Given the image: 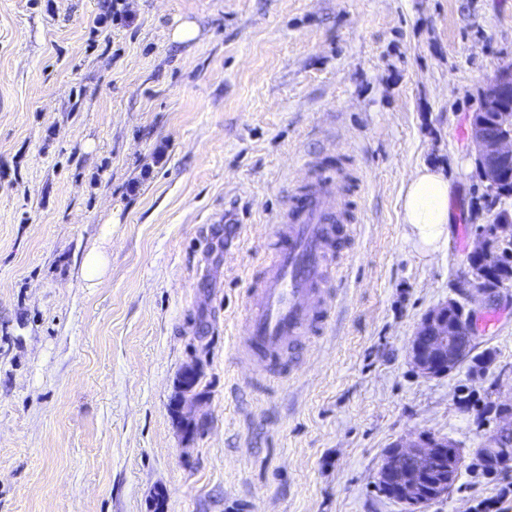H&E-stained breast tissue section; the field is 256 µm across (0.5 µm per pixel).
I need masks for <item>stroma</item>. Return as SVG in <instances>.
<instances>
[{"mask_svg": "<svg viewBox=\"0 0 512 512\" xmlns=\"http://www.w3.org/2000/svg\"><path fill=\"white\" fill-rule=\"evenodd\" d=\"M508 65L512 0H0V512H402L376 483L393 442L479 447L512 403V284L485 375L407 349L491 219L469 117ZM337 154L360 190L333 326L258 381L248 277L303 159ZM426 164L455 187L430 259L400 214ZM197 349L187 438L169 404ZM423 512H512V475L462 472Z\"/></svg>", "mask_w": 512, "mask_h": 512, "instance_id": "stroma-1", "label": "stroma"}]
</instances>
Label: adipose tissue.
Segmentation results:
<instances>
[{"mask_svg":"<svg viewBox=\"0 0 512 512\" xmlns=\"http://www.w3.org/2000/svg\"><path fill=\"white\" fill-rule=\"evenodd\" d=\"M453 186L446 173L424 166L404 186L402 221L416 250L426 258L444 251L454 218L450 209Z\"/></svg>","mask_w":512,"mask_h":512,"instance_id":"obj_1","label":"adipose tissue"}]
</instances>
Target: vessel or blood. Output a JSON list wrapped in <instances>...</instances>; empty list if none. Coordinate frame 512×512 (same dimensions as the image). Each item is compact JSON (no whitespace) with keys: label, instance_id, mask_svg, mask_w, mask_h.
I'll return each mask as SVG.
<instances>
[{"label":"vessel or blood","instance_id":"vessel-or-blood-1","mask_svg":"<svg viewBox=\"0 0 512 512\" xmlns=\"http://www.w3.org/2000/svg\"><path fill=\"white\" fill-rule=\"evenodd\" d=\"M311 170V181L293 185L274 219L273 236L287 239V246L269 250L262 274L248 288L241 347L262 364L286 343H316L336 308L335 281L344 270L337 258L351 241L338 226L351 214L335 210L330 191L355 178L340 164Z\"/></svg>","mask_w":512,"mask_h":512}]
</instances>
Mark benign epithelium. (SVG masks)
<instances>
[{"instance_id":"benign-epithelium-1","label":"benign epithelium","mask_w":512,"mask_h":512,"mask_svg":"<svg viewBox=\"0 0 512 512\" xmlns=\"http://www.w3.org/2000/svg\"><path fill=\"white\" fill-rule=\"evenodd\" d=\"M478 105L470 115L471 142L475 163L489 192L503 181L504 164L512 161V68L507 67L477 94ZM495 113V131L487 130L483 116ZM512 241V216L483 224L476 232V247L468 253L464 270L455 283V297L428 311L418 323L408 347V356L417 372L426 377H442L456 369L483 335L486 311L501 306L504 292L496 283L501 268V252L493 241ZM203 361L196 357L186 364L180 379L187 388L203 377ZM202 398L189 392L173 400L172 408L184 422L198 424L197 407ZM512 431L509 420L489 435L482 451L499 467L512 464V444L502 435ZM448 460V474L427 478L431 464ZM464 465L462 452L450 448L448 439L422 433L413 440L400 439L392 445L376 474L379 483L391 487L395 499L408 512H421L425 497L448 495V484Z\"/></svg>"}]
</instances>
